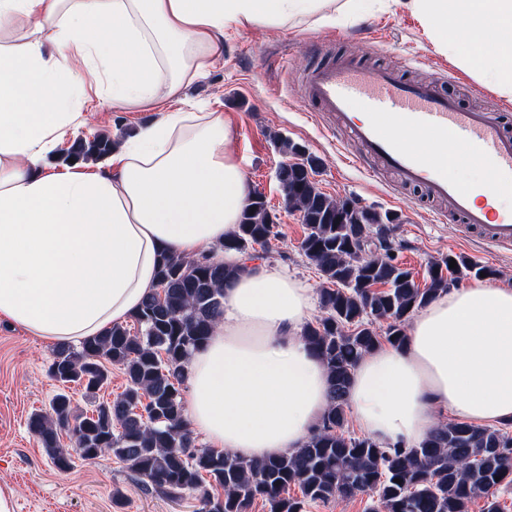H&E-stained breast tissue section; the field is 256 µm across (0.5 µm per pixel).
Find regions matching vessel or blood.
<instances>
[{"instance_id":"vessel-or-blood-1","label":"vessel or blood","mask_w":512,"mask_h":512,"mask_svg":"<svg viewBox=\"0 0 512 512\" xmlns=\"http://www.w3.org/2000/svg\"><path fill=\"white\" fill-rule=\"evenodd\" d=\"M306 102L316 114L330 116L328 133L349 132L362 150L359 162L369 164L372 174L392 170L403 183L424 186L447 201L463 238L476 235L488 248L512 249V215L490 219L473 202L475 187L450 181L445 166L456 157L480 164L497 185L512 188V133L495 105L468 109L444 93L439 80L409 84L391 69L336 61L309 72ZM404 130L442 140L440 157L407 143Z\"/></svg>"}]
</instances>
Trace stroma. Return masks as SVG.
<instances>
[{"label": "stroma", "instance_id": "1", "mask_svg": "<svg viewBox=\"0 0 512 512\" xmlns=\"http://www.w3.org/2000/svg\"><path fill=\"white\" fill-rule=\"evenodd\" d=\"M313 45L329 46L337 58L360 65L398 67L399 59H410V66L398 68L403 80L439 73L444 91L458 96L465 107L494 93L436 52L417 19L401 7L375 10L359 23L225 29L222 57L165 108L223 113L251 190L265 195L280 226L267 263L312 290L323 286L298 250L305 226L299 212L286 208L277 179L284 156L276 139L282 136L319 159L315 179L323 192L397 214L389 234L392 252L413 271L417 283H424L429 261L455 253L494 269V285L512 288V250L485 251L480 241L462 239L456 222H436L441 207L423 188L397 187L391 175L369 176L342 139L327 135L318 117L307 112L305 80L316 62L309 51ZM94 108V118L75 130V137L101 132L131 137L158 118L154 112L115 111L103 100L95 101ZM54 351L53 344L0 320V482L13 489L15 512H195L194 497L173 500L156 493L110 453L76 462L66 472L51 464L27 421L31 414L47 411L59 389L49 373ZM116 492L122 495L118 505L112 500Z\"/></svg>", "mask_w": 512, "mask_h": 512}]
</instances>
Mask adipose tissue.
Segmentation results:
<instances>
[{
    "label": "adipose tissue",
    "mask_w": 512,
    "mask_h": 512,
    "mask_svg": "<svg viewBox=\"0 0 512 512\" xmlns=\"http://www.w3.org/2000/svg\"><path fill=\"white\" fill-rule=\"evenodd\" d=\"M387 0H0V317L50 343L80 342L135 313L161 255H199L249 200L220 112L163 102L224 51L229 27L354 20ZM435 49L512 99V0H394ZM160 111L106 167L46 171L90 104ZM313 293L261 265L224 290V315L188 365L191 430L245 459L300 447L329 400L302 333ZM403 346L357 363L347 404L385 447L413 448L445 413L512 421V289L456 288L423 307Z\"/></svg>",
    "instance_id": "1"
}]
</instances>
